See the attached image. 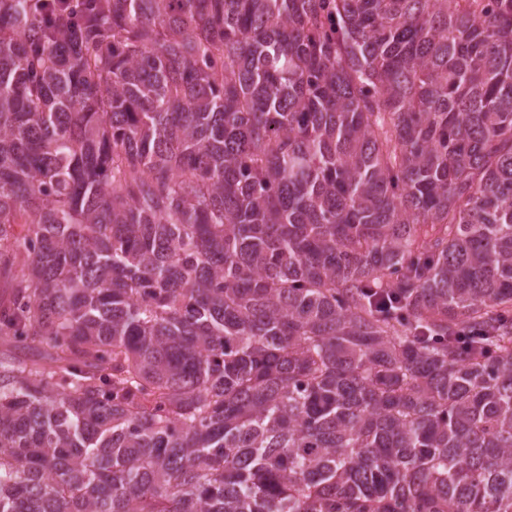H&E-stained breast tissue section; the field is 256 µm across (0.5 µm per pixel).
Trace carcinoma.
I'll use <instances>...</instances> for the list:
<instances>
[{"label": "carcinoma", "instance_id": "cac0c4a2", "mask_svg": "<svg viewBox=\"0 0 512 512\" xmlns=\"http://www.w3.org/2000/svg\"><path fill=\"white\" fill-rule=\"evenodd\" d=\"M0 512H512V0H0Z\"/></svg>", "mask_w": 512, "mask_h": 512}]
</instances>
